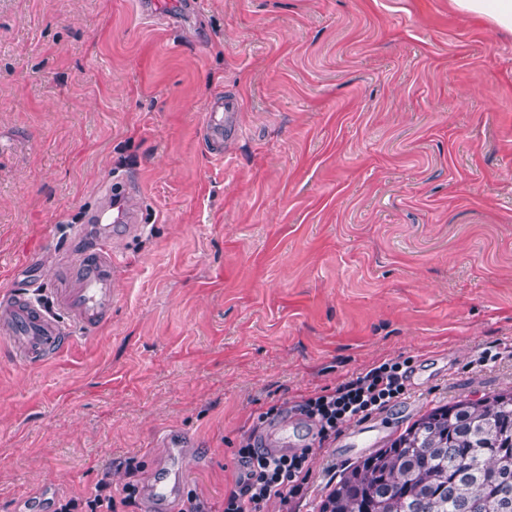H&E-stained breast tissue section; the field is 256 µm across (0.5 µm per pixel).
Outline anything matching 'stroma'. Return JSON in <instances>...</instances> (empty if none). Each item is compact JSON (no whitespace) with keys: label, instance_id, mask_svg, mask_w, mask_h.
<instances>
[{"label":"stroma","instance_id":"obj_1","mask_svg":"<svg viewBox=\"0 0 512 512\" xmlns=\"http://www.w3.org/2000/svg\"><path fill=\"white\" fill-rule=\"evenodd\" d=\"M0 0V294L41 279L113 176L140 187L108 322L37 368L0 337V512H51L102 477L127 512L190 451L179 495L221 503L259 414L401 357L383 448L421 414L512 390V35L451 0ZM241 103L224 153L203 107ZM312 445L320 512L360 455ZM141 469L129 476L123 462Z\"/></svg>","mask_w":512,"mask_h":512}]
</instances>
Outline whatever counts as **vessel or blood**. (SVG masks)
Returning a JSON list of instances; mask_svg holds the SVG:
<instances>
[{
    "label": "vessel or blood",
    "mask_w": 512,
    "mask_h": 512,
    "mask_svg": "<svg viewBox=\"0 0 512 512\" xmlns=\"http://www.w3.org/2000/svg\"><path fill=\"white\" fill-rule=\"evenodd\" d=\"M239 110L233 97L217 98L206 107L204 129L212 144L223 142L225 129L235 124ZM131 194V187L120 183L113 192L112 208L90 214L95 236L86 237L84 226L74 227V241L62 257V280L52 290V308L36 301L30 290L0 297V334L9 339L16 359L25 366L54 356L68 341L72 326L96 330L116 305L119 261L112 239L114 233H127L137 223Z\"/></svg>",
    "instance_id": "b4317fda"
}]
</instances>
